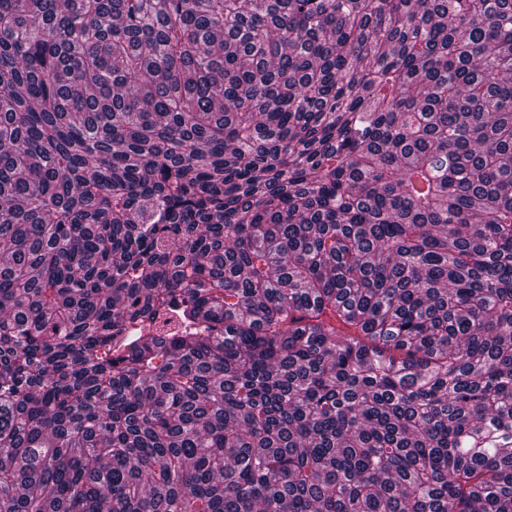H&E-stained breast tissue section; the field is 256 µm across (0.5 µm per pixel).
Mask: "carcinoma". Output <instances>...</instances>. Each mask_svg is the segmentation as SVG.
<instances>
[{"mask_svg":"<svg viewBox=\"0 0 512 512\" xmlns=\"http://www.w3.org/2000/svg\"><path fill=\"white\" fill-rule=\"evenodd\" d=\"M0 512H512V0H0Z\"/></svg>","mask_w":512,"mask_h":512,"instance_id":"cac0c4a2","label":"carcinoma"}]
</instances>
